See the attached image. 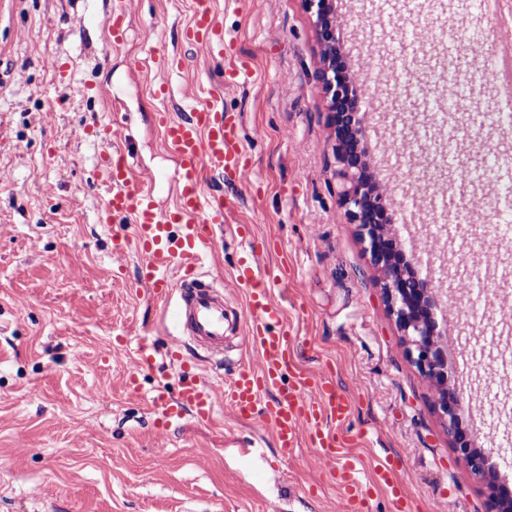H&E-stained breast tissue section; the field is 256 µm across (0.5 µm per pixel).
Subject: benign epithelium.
<instances>
[{"mask_svg":"<svg viewBox=\"0 0 512 512\" xmlns=\"http://www.w3.org/2000/svg\"><path fill=\"white\" fill-rule=\"evenodd\" d=\"M304 3L319 44V81L333 129L337 175L342 181L340 206L357 226L359 239L380 273L384 302L408 355L436 390V406L456 461L486 483L489 512H512V487L500 480L492 462L494 449L474 445L463 420L460 389L449 375L444 331L435 316L433 282L420 276L419 258L394 232L395 214L386 190L369 170L368 134L360 118L367 90L355 79L342 54L336 0Z\"/></svg>","mask_w":512,"mask_h":512,"instance_id":"obj_1","label":"benign epithelium"}]
</instances>
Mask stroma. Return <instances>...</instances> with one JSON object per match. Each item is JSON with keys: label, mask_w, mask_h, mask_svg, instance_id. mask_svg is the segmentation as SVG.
Listing matches in <instances>:
<instances>
[{"label": "stroma", "mask_w": 512, "mask_h": 512, "mask_svg": "<svg viewBox=\"0 0 512 512\" xmlns=\"http://www.w3.org/2000/svg\"><path fill=\"white\" fill-rule=\"evenodd\" d=\"M111 0H0V512H344L314 449L287 460L273 442L249 464L237 448L254 438L248 424L220 409L209 429L185 424L153 431L143 400L157 384L177 385L179 367L159 361L143 371L142 396L125 388L130 357L108 359L113 337L148 336L165 346L159 306L112 283V225L103 223L100 143L81 136L124 116L134 170L161 174V206L176 189L155 116L188 111L193 89H212L217 61L188 46L191 0H139L127 38L113 47L84 18ZM234 41V64L250 81L227 88L226 111L241 116L254 170L251 184L225 177L230 227L250 225L265 267H296L299 286L285 304L300 315L303 363L333 378L356 404L351 448L370 460L390 456L404 469L412 512H488L482 484L455 460L435 407L436 392L412 363L385 306L379 277L338 200L333 140L318 78L313 20L303 0H212ZM342 53L368 99L370 170L394 199L395 228L414 238L437 280V316L448 319L449 371L464 351L493 352L512 335V241L497 237L511 207L491 184L456 190L471 221L428 236L440 221L441 179L418 181L429 147L455 139L459 165L512 146V125L484 123L502 102L479 76L491 49L487 25L469 0H432L418 11L391 0H336ZM181 61L170 93L150 94L152 42ZM390 72L387 81L376 71ZM468 89L458 123L441 127L421 105L399 112L394 90L421 85L445 103L449 83ZM461 379L464 417L474 443L501 448L512 424V373L478 366ZM164 455H156L157 445Z\"/></svg>", "instance_id": "35a3bbf8"}]
</instances>
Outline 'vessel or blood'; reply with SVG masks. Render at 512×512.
Listing matches in <instances>:
<instances>
[{
    "label": "vessel or blood",
    "mask_w": 512,
    "mask_h": 512,
    "mask_svg": "<svg viewBox=\"0 0 512 512\" xmlns=\"http://www.w3.org/2000/svg\"><path fill=\"white\" fill-rule=\"evenodd\" d=\"M130 10V0H113L110 11L100 17L89 16L88 24L105 27L113 44H122ZM183 37L213 57L232 53L210 0H194ZM153 53L157 58L153 85L164 95L169 91L168 75L177 61L164 46L154 47ZM239 76L235 69L219 77L209 97H195L187 114L159 113L158 124L174 158L171 178L178 187L168 210L157 206L155 173L145 170L133 174L123 147V127L113 123L97 132L105 146L100 155L107 175L103 215L108 220L123 218L131 223L130 231H114L112 255L117 260L131 253L138 257L141 282L152 298L162 301L164 315L176 334L163 348L143 338L118 336L107 352L114 357L132 354L133 366L125 386L134 395L141 390L140 373L154 368L159 356L178 363L184 371L178 391L161 384L149 397L157 431L181 426L188 416L196 425L210 426L216 420L217 406L223 404L257 433L256 438L242 444V462H250L269 438L289 458L307 445L329 462L328 480L343 492L347 512H366L375 486L390 494L397 512H407L409 502L401 491L398 461L381 460L372 470H365L351 454L347 438L338 431V424L350 418L353 404L330 377L314 375L303 367L298 338L275 298L283 279L275 272H262L261 251L249 227L236 228L243 247L230 281L231 287L245 290V307L226 314L223 291L203 280L200 273L212 256L229 207L223 195L206 186V173H230L242 183L252 172L238 119L219 104L221 86ZM229 331L241 334L257 355L258 365H239L220 382L193 371L184 358L185 350L200 349L209 358L223 361L224 336Z\"/></svg>",
    "instance_id": "1"
}]
</instances>
